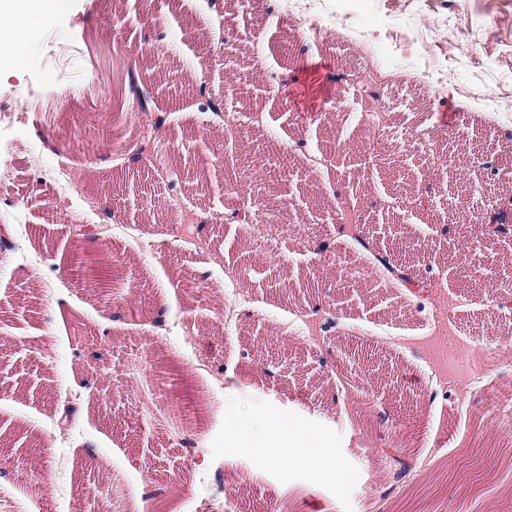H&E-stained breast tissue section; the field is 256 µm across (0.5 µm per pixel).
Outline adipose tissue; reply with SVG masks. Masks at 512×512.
<instances>
[{
    "label": "adipose tissue",
    "instance_id": "adipose-tissue-1",
    "mask_svg": "<svg viewBox=\"0 0 512 512\" xmlns=\"http://www.w3.org/2000/svg\"><path fill=\"white\" fill-rule=\"evenodd\" d=\"M67 0H0V58L18 60L24 57L45 22L64 10ZM224 428L233 442L247 444L264 466L280 468L299 466L314 459L330 458L327 448L309 447L308 437H301L300 447L274 448L252 439L248 427L235 412L224 414Z\"/></svg>",
    "mask_w": 512,
    "mask_h": 512
}]
</instances>
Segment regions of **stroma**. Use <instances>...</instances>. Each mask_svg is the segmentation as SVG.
Listing matches in <instances>:
<instances>
[{"instance_id": "stroma-1", "label": "stroma", "mask_w": 512, "mask_h": 512, "mask_svg": "<svg viewBox=\"0 0 512 512\" xmlns=\"http://www.w3.org/2000/svg\"><path fill=\"white\" fill-rule=\"evenodd\" d=\"M351 17L313 41L282 0H69L18 65L0 74V512H225L226 494L260 512H512V432L483 394L460 399L426 373L465 381L423 330L512 332V237L464 235L466 184L428 169V148L490 199L512 195V0H321ZM222 27L234 62L211 80L201 61ZM104 54L98 76L77 47ZM379 52L402 105L401 139L357 118L377 110L337 80L355 50ZM135 69L169 112L143 142L113 69ZM230 112L263 110L237 163L210 148L222 119L200 111L199 88ZM334 115H327V108ZM490 129L474 143L461 125ZM377 139L382 165L364 187L368 224L337 207L357 160ZM343 152L339 174L313 178L305 157ZM183 168L179 182L156 169ZM270 186L284 205L277 247L223 223L227 185ZM425 194L415 223L378 214L379 198ZM111 210L108 239L94 237ZM227 259L251 268L236 287L184 242L191 220ZM373 240L372 249L357 236ZM83 241L102 275L126 286L104 300L72 287L62 263ZM333 240L336 258L317 253ZM390 253L421 280L405 288L372 255ZM335 326L323 331L325 317ZM354 393L340 392V375ZM92 396L72 400L80 382ZM466 413H459V401ZM255 438L279 442L286 418L331 449L269 470L232 451L224 409Z\"/></svg>"}]
</instances>
